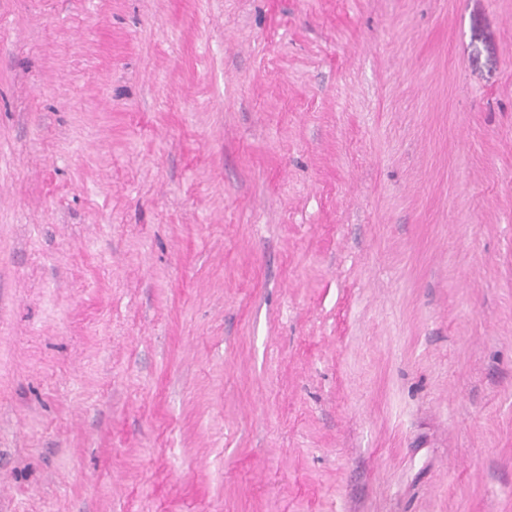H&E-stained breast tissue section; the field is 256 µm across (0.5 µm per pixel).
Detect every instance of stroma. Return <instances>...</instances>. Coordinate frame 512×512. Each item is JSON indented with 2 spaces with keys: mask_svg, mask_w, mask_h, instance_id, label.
I'll list each match as a JSON object with an SVG mask.
<instances>
[{
  "mask_svg": "<svg viewBox=\"0 0 512 512\" xmlns=\"http://www.w3.org/2000/svg\"><path fill=\"white\" fill-rule=\"evenodd\" d=\"M0 512H512V0H0Z\"/></svg>",
  "mask_w": 512,
  "mask_h": 512,
  "instance_id": "35a3bbf8",
  "label": "stroma"
}]
</instances>
